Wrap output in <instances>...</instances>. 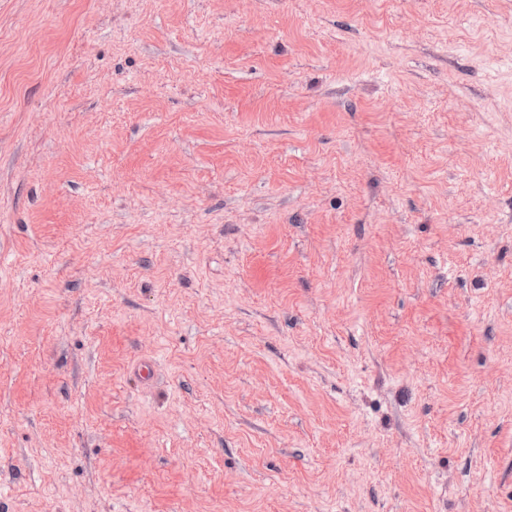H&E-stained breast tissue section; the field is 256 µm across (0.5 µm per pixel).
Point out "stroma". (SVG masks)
Masks as SVG:
<instances>
[{
  "instance_id": "1",
  "label": "stroma",
  "mask_w": 512,
  "mask_h": 512,
  "mask_svg": "<svg viewBox=\"0 0 512 512\" xmlns=\"http://www.w3.org/2000/svg\"><path fill=\"white\" fill-rule=\"evenodd\" d=\"M0 512H512V0H0Z\"/></svg>"
}]
</instances>
